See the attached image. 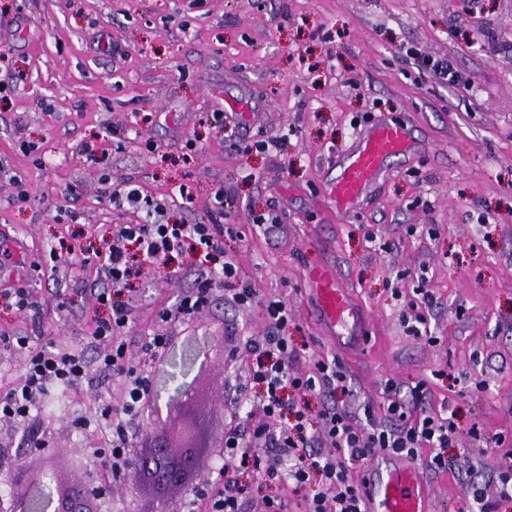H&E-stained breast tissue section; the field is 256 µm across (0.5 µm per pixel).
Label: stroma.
<instances>
[{
  "label": "stroma",
  "mask_w": 512,
  "mask_h": 512,
  "mask_svg": "<svg viewBox=\"0 0 512 512\" xmlns=\"http://www.w3.org/2000/svg\"><path fill=\"white\" fill-rule=\"evenodd\" d=\"M408 47L452 60L471 88L435 83ZM378 120L405 124L416 148L338 215L326 196L338 156ZM282 135L285 149L255 147ZM124 182L164 204L171 223L223 207L224 250L259 297L245 308L219 297L189 323L161 322L199 262L191 253L122 295L131 341L169 330L175 351L207 350L189 377L210 466L221 463L227 413L213 397L243 381L244 341L265 331L261 302L275 298L288 306L301 370L326 357L348 370L339 405L382 410L389 378L429 379L436 406L456 393L451 467L421 475L432 512H475L465 473L481 471L494 490L489 449L496 434L512 436V0H0V244L25 245L0 283L30 288L41 309L0 311V332L64 343L90 334L84 311L102 280L78 252L144 219L110 203L107 186ZM268 212L276 230L254 228ZM64 243L73 255L43 275ZM325 265L366 315L357 343L318 321L308 272ZM421 284L436 300L426 339L402 319ZM94 414L91 390L51 392L26 428L48 441L41 467L95 482L94 469L69 465L98 438L74 420Z\"/></svg>",
  "instance_id": "stroma-1"
}]
</instances>
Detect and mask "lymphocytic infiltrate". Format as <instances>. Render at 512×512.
Returning <instances> with one entry per match:
<instances>
[{
    "label": "lymphocytic infiltrate",
    "mask_w": 512,
    "mask_h": 512,
    "mask_svg": "<svg viewBox=\"0 0 512 512\" xmlns=\"http://www.w3.org/2000/svg\"><path fill=\"white\" fill-rule=\"evenodd\" d=\"M113 206L144 205L140 224L122 225L117 234L92 252L91 260L106 285L91 289L88 309L93 351L73 343H59L51 336H11L0 333V350L21 354L24 370L11 386L0 390V424L25 425L51 389H78L87 382L91 368L119 379L125 397L119 405L98 400L94 419L76 418L81 429L99 431V442L84 449V457L99 471L96 489L120 495L136 468L131 451L132 428L150 414L154 398L152 374L163 366L171 336L143 337L132 346L124 331L131 321L126 302L115 300L144 267L171 265L186 252L201 255L195 278L174 306L162 310V322H181L206 311L218 289L229 302L252 305L256 291L241 276L238 264L224 252L223 211L206 224H167L164 206L142 200L138 189L113 188ZM267 328L249 337L253 355L248 375L229 402L235 410L224 421V462L212 470L205 483L192 487L186 512H247V478L276 487L277 495L263 500L260 512H288V494L304 486L313 492L304 501V512H364L361 489L376 456L396 454L422 461L429 470L448 468L444 451L456 438L457 426L443 400L431 407L428 380L409 391L387 379V403L376 416L371 403L350 411L335 400L337 390H349L351 378L338 359H321L309 371L293 365L296 355L288 338V307L284 301H265ZM324 401L311 411L308 396ZM249 405L256 412L239 421L237 408ZM316 432H309L310 423ZM468 497L478 512H500L512 502V454L502 452L496 491L486 494L482 485L468 482Z\"/></svg>",
    "instance_id": "f902f5d3"
}]
</instances>
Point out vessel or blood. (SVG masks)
<instances>
[{"label": "vessel or blood", "mask_w": 512, "mask_h": 512, "mask_svg": "<svg viewBox=\"0 0 512 512\" xmlns=\"http://www.w3.org/2000/svg\"><path fill=\"white\" fill-rule=\"evenodd\" d=\"M410 149L407 129L396 123L379 121L360 139L357 147L344 155L340 174L332 183L328 198L337 214L355 210L360 199L382 174L388 156ZM310 282L324 328L333 335L355 336L361 316L333 269L314 268ZM433 489L420 479L413 461L400 456L374 459L364 497L366 512H431Z\"/></svg>", "instance_id": "1"}]
</instances>
